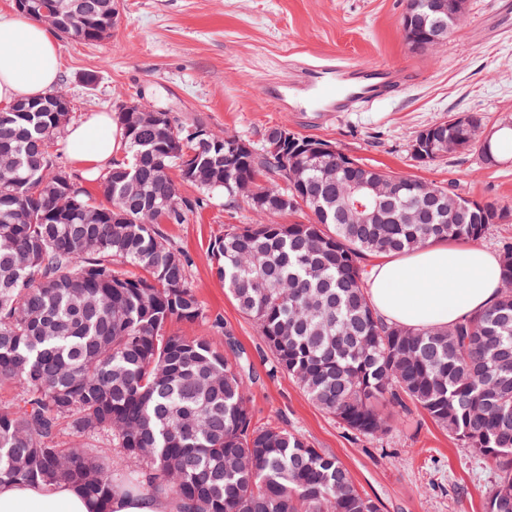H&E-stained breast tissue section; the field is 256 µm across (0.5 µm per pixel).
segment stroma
<instances>
[{
  "label": "stroma",
  "instance_id": "35a3bbf8",
  "mask_svg": "<svg viewBox=\"0 0 512 512\" xmlns=\"http://www.w3.org/2000/svg\"><path fill=\"white\" fill-rule=\"evenodd\" d=\"M408 0H119L117 26L88 43L59 38L62 70L56 86L71 119L109 112L122 96L184 120L198 118L216 133L264 146L268 127L331 142L365 165L447 186L464 196L512 207V146L499 163L454 153L422 165L410 145L418 131L457 112H479L488 125L512 116V7L504 0H466L458 28L433 49L405 41L401 17ZM343 56L375 67L411 70L417 80L397 97L318 116L277 110L265 79L287 76L301 57ZM96 75L86 83V75ZM247 209L225 207L223 196L162 231L193 260L191 283L209 316L221 317L218 347L241 359L254 379L253 420L299 433L336 457L379 512H484L497 478L495 464L448 436L422 411L383 436L348 430L322 411L287 375L272 373V354L255 324L237 308L212 268L208 247Z\"/></svg>",
  "mask_w": 512,
  "mask_h": 512
}]
</instances>
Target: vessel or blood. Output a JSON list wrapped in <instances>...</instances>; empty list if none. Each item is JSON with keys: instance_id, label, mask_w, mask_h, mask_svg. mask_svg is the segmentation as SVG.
<instances>
[{"instance_id": "vessel-or-blood-1", "label": "vessel or blood", "mask_w": 512, "mask_h": 512, "mask_svg": "<svg viewBox=\"0 0 512 512\" xmlns=\"http://www.w3.org/2000/svg\"><path fill=\"white\" fill-rule=\"evenodd\" d=\"M414 82V74L406 69L330 60L302 65L297 78L266 83L265 92L281 110L351 112L359 104L398 96Z\"/></svg>"}]
</instances>
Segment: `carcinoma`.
Listing matches in <instances>:
<instances>
[{
	"label": "carcinoma",
	"mask_w": 512,
	"mask_h": 512,
	"mask_svg": "<svg viewBox=\"0 0 512 512\" xmlns=\"http://www.w3.org/2000/svg\"><path fill=\"white\" fill-rule=\"evenodd\" d=\"M70 15L67 38L98 42L102 0H42ZM57 93L28 112L0 111V384L20 397L0 405V482L65 481L107 512L112 492L150 486L188 512H378L336 457L301 435L253 423L246 370L211 336L168 332L176 319L206 323L190 257L159 230L183 224L224 193L257 216L214 238L209 257L224 289L251 318L287 375L320 409L364 435L389 432L422 410L477 456L495 462L485 512H512V244L501 250V292L488 310L451 328L385 322L365 291L366 257L408 253L432 241L478 240L512 210L485 202L451 215L428 199L447 188L398 176L399 191L373 223L355 224L356 182L395 173L319 141L285 147L291 175L268 152L234 155L225 135L190 137V124L155 126L137 112L114 117L128 155L102 176L107 204L92 201L58 161L52 140L68 112ZM485 117L420 130L412 158L480 157L512 141L480 131ZM188 183L201 195H181ZM256 188L241 200L242 186ZM426 209L425 221L402 214ZM308 211L305 223L276 218ZM119 449L111 464L92 451L100 436Z\"/></svg>",
	"instance_id": "obj_1"
}]
</instances>
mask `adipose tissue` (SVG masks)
I'll return each mask as SVG.
<instances>
[{
	"instance_id": "1",
	"label": "adipose tissue",
	"mask_w": 512,
	"mask_h": 512,
	"mask_svg": "<svg viewBox=\"0 0 512 512\" xmlns=\"http://www.w3.org/2000/svg\"><path fill=\"white\" fill-rule=\"evenodd\" d=\"M55 33L17 17L0 22V107L43 96L58 80ZM107 112L71 124L63 140L71 165L83 173L111 168L121 142ZM501 287L500 259L476 243L439 241L403 256L381 255L367 283L369 300L387 322L423 329L454 324L489 309ZM0 512H185L180 499L145 489L114 492L107 508L64 482L0 483Z\"/></svg>"
}]
</instances>
